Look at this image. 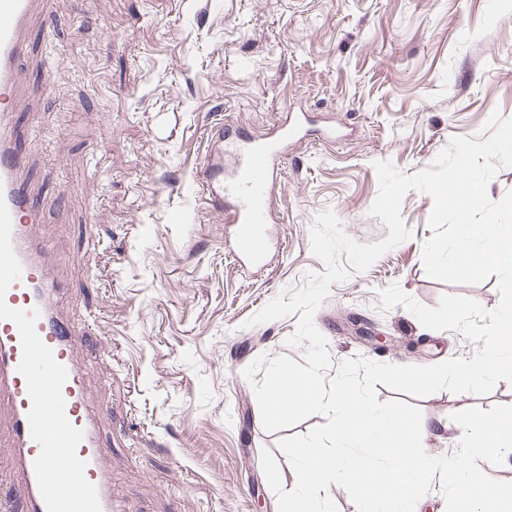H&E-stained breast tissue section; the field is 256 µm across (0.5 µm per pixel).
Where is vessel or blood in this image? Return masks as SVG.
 I'll list each match as a JSON object with an SVG mask.
<instances>
[{"mask_svg": "<svg viewBox=\"0 0 512 512\" xmlns=\"http://www.w3.org/2000/svg\"><path fill=\"white\" fill-rule=\"evenodd\" d=\"M28 12L29 0H0V392L12 408L11 448L26 512H113L93 405L74 363L80 332L58 315L46 288V252L31 232L26 152L11 122ZM306 134L294 112L258 142L214 132L198 183L205 204L230 225L239 260L265 256L272 187L289 146Z\"/></svg>", "mask_w": 512, "mask_h": 512, "instance_id": "1", "label": "vessel or blood"}]
</instances>
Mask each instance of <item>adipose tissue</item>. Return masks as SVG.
<instances>
[{"label": "adipose tissue", "mask_w": 512, "mask_h": 512, "mask_svg": "<svg viewBox=\"0 0 512 512\" xmlns=\"http://www.w3.org/2000/svg\"><path fill=\"white\" fill-rule=\"evenodd\" d=\"M302 382L279 373L278 383L268 396L280 412L325 403L335 422L338 447L334 451L303 449L290 473L292 493L280 503V512H319L320 501L312 491L316 483L339 476L354 487L357 512H371V489L376 481L373 461L388 460L391 481L387 512H415L416 486L432 471L426 453L427 441L442 432L438 422L411 423L404 415L380 409L365 395L337 386L332 400L302 395ZM458 440L462 450L447 465L448 472L465 471L471 452L499 461L512 457V417L475 416L467 420ZM461 512H512V502L499 499L479 483L461 481L454 487Z\"/></svg>", "instance_id": "ef3b65f1"}]
</instances>
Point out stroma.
Listing matches in <instances>:
<instances>
[{
  "mask_svg": "<svg viewBox=\"0 0 512 512\" xmlns=\"http://www.w3.org/2000/svg\"><path fill=\"white\" fill-rule=\"evenodd\" d=\"M23 78L10 100L30 165L35 232L63 289L58 314L89 324L76 363L100 408L112 499L135 512H277L290 465L279 439L325 424L314 414L267 432L244 369L287 347L296 316L249 325L324 265L315 216L333 210L347 236L388 235L370 209L375 162L427 168L455 136L489 139L492 114L512 120V13L497 0H34ZM314 121L274 188L272 240L261 267H241L224 216L206 208L195 174L211 129L261 137L285 111ZM433 201L409 191V239L366 272L334 284L314 322L342 361L401 365L469 359L478 342L429 330L403 306L378 307L398 285L422 305L452 294L495 309L499 280L449 285L422 254ZM379 401L447 423L436 460L459 450L472 414L512 416V384L486 395L422 398L377 385ZM418 512H457L443 473L418 491Z\"/></svg>",
  "mask_w": 512,
  "mask_h": 512,
  "instance_id": "stroma-1",
  "label": "stroma"
}]
</instances>
